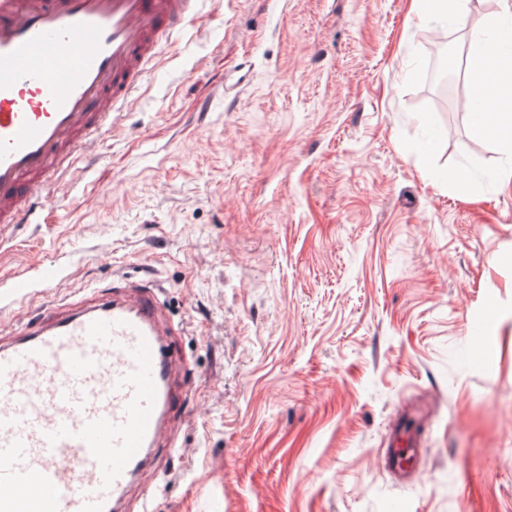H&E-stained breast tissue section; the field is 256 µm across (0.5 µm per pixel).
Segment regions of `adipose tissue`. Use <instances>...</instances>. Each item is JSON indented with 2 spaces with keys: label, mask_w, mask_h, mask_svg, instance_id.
Returning a JSON list of instances; mask_svg holds the SVG:
<instances>
[{
  "label": "adipose tissue",
  "mask_w": 512,
  "mask_h": 512,
  "mask_svg": "<svg viewBox=\"0 0 512 512\" xmlns=\"http://www.w3.org/2000/svg\"><path fill=\"white\" fill-rule=\"evenodd\" d=\"M469 0H410L409 13L436 21L438 30L466 28ZM500 9L470 40L461 78L477 110L471 113L473 139L497 142L503 153L493 181L498 191H512V0H498Z\"/></svg>",
  "instance_id": "ef3b65f1"
}]
</instances>
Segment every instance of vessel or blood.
Instances as JSON below:
<instances>
[{"label":"vessel or blood","mask_w":512,"mask_h":512,"mask_svg":"<svg viewBox=\"0 0 512 512\" xmlns=\"http://www.w3.org/2000/svg\"><path fill=\"white\" fill-rule=\"evenodd\" d=\"M198 0H0V224L53 198L52 178L115 126L157 42ZM161 289L132 281L0 339V512H154L130 492L176 445L182 389ZM421 422L388 434L393 474L417 476Z\"/></svg>","instance_id":"b4317fda"}]
</instances>
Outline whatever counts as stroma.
I'll return each mask as SVG.
<instances>
[{
  "label": "stroma",
  "mask_w": 512,
  "mask_h": 512,
  "mask_svg": "<svg viewBox=\"0 0 512 512\" xmlns=\"http://www.w3.org/2000/svg\"><path fill=\"white\" fill-rule=\"evenodd\" d=\"M497 9L449 30L455 71ZM407 12L207 0L55 203L0 226L2 337L119 276L164 288L186 422L156 512H512V193L499 146L437 110L434 26ZM408 409L421 491L379 463Z\"/></svg>",
  "instance_id": "35a3bbf8"
}]
</instances>
